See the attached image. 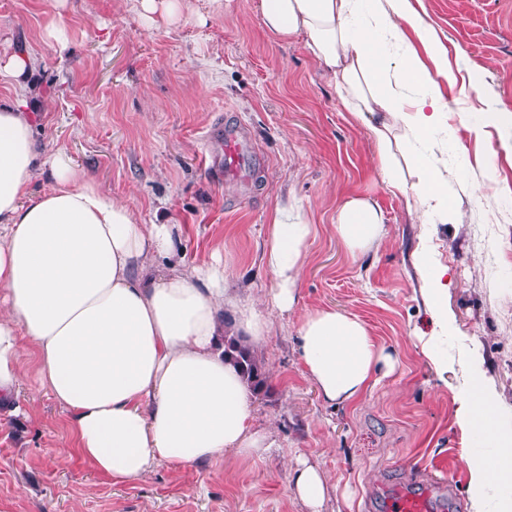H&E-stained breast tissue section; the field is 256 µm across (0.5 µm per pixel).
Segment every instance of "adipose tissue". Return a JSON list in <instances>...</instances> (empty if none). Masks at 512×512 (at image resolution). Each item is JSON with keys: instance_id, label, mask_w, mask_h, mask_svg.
Segmentation results:
<instances>
[{"instance_id": "adipose-tissue-1", "label": "adipose tissue", "mask_w": 512, "mask_h": 512, "mask_svg": "<svg viewBox=\"0 0 512 512\" xmlns=\"http://www.w3.org/2000/svg\"><path fill=\"white\" fill-rule=\"evenodd\" d=\"M259 12L280 40L305 36L347 112L366 122L386 188L421 219L447 215L445 176L408 149L441 127L440 81L448 76L412 0H260ZM412 35L428 59L408 47ZM387 41L406 44L399 63ZM27 107L21 93L0 105V400L18 396L25 336L39 387L67 415L76 450L97 472L122 481L159 462L180 468L227 452L260 455L266 437L251 427L250 391L220 345L231 302L223 258L170 265L173 225L140 223L66 153L42 154ZM42 176L46 187L32 192ZM384 224L366 196L336 210V235L354 257L378 246ZM313 233L296 204H276L269 215L264 261L279 312L295 306ZM160 263L168 271L148 277ZM418 269L433 323L422 353L444 371L443 344L454 329L448 269L425 249ZM297 336L305 370L329 404L357 402L393 369L391 355L346 312H307ZM456 416L464 435L488 449L465 456L473 512H512V435L484 371H471Z\"/></svg>"}]
</instances>
